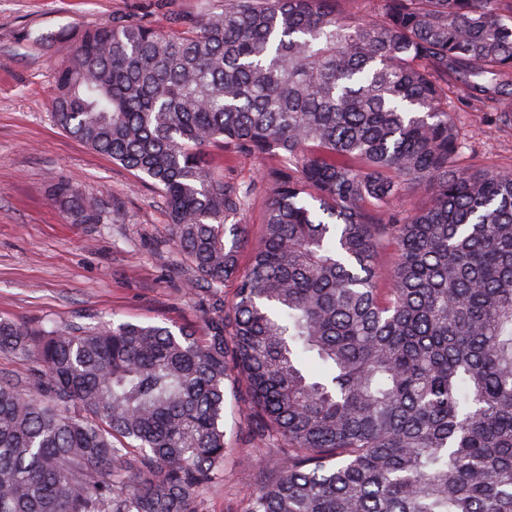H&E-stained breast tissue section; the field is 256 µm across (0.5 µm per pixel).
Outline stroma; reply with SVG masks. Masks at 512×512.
<instances>
[{
	"label": "stroma",
	"mask_w": 512,
	"mask_h": 512,
	"mask_svg": "<svg viewBox=\"0 0 512 512\" xmlns=\"http://www.w3.org/2000/svg\"><path fill=\"white\" fill-rule=\"evenodd\" d=\"M0 0V317L31 329L93 326L119 315L134 322H174L195 328L208 294L191 288L195 273L178 252L164 205L139 176L70 137L53 122V68L65 52L29 43L70 23L101 24L115 13L144 16L165 29L175 14H199L218 0ZM471 148L460 170L512 172V126L477 111L451 93ZM217 174L260 181L269 160L211 152ZM66 182L96 199L109 221L77 224L50 199ZM226 439L235 452L224 474L202 491L199 512H243L258 473L277 463L273 449L252 442L234 400H226Z\"/></svg>",
	"instance_id": "1"
}]
</instances>
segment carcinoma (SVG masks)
<instances>
[{"instance_id":"carcinoma-1","label":"carcinoma","mask_w":512,"mask_h":512,"mask_svg":"<svg viewBox=\"0 0 512 512\" xmlns=\"http://www.w3.org/2000/svg\"><path fill=\"white\" fill-rule=\"evenodd\" d=\"M346 5L33 37L68 45L55 125L159 193L210 299L199 330L0 319V355L35 364L28 393L0 379V512H198L240 379L282 455L247 512H512V174L456 170L448 101L512 125V0ZM210 147L275 160L259 239L239 223L257 184L216 177ZM51 200L104 223L67 183Z\"/></svg>"}]
</instances>
